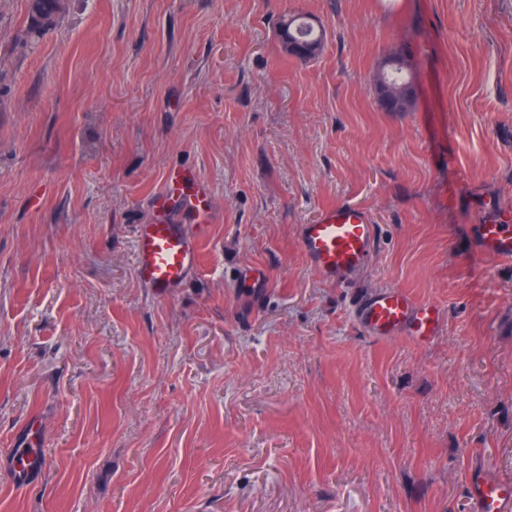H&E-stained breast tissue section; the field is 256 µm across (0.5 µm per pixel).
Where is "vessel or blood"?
I'll use <instances>...</instances> for the list:
<instances>
[{
  "mask_svg": "<svg viewBox=\"0 0 512 512\" xmlns=\"http://www.w3.org/2000/svg\"><path fill=\"white\" fill-rule=\"evenodd\" d=\"M157 218L138 228L137 274L159 296L168 295L198 268L199 240L176 224L179 215L207 225L211 202L208 187L184 169L171 170L155 198ZM479 231L485 251L500 259H512V225L489 222ZM376 241V226L361 207L345 204L322 209L312 223L301 225L299 244L316 272L343 281L367 266ZM362 323L378 337L408 329L419 338L437 327L439 310L431 303L414 301L400 289L370 296L361 306ZM40 439L27 426L22 450L12 457L14 473L30 477L36 472ZM474 512H512V478L477 476L471 481Z\"/></svg>",
  "mask_w": 512,
  "mask_h": 512,
  "instance_id": "vessel-or-blood-1",
  "label": "vessel or blood"
}]
</instances>
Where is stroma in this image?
Here are the masks:
<instances>
[{"instance_id":"obj_1","label":"stroma","mask_w":512,"mask_h":512,"mask_svg":"<svg viewBox=\"0 0 512 512\" xmlns=\"http://www.w3.org/2000/svg\"><path fill=\"white\" fill-rule=\"evenodd\" d=\"M29 3L0 0V512H473L470 475L512 476V262L476 232L512 216V0H64L34 48ZM175 168L215 213L161 298L137 227ZM342 203L376 246L339 283L298 228ZM390 288L436 336L363 327ZM286 35L288 42L304 49L302 52L294 50L288 51V54L300 59H310L317 56L322 48L324 41V32L316 28L309 22L308 18L299 15H285L279 23V36ZM313 46L315 52H306L305 50ZM407 55L401 51L391 53L384 59L376 77L377 98L385 111L392 112L385 104L384 99L391 90H399L411 84L407 70ZM36 420L32 424L27 425L25 440L21 448L23 451L18 450L12 457V469L14 473L26 479L34 475L37 471L36 464L39 456L40 439L38 436L39 428L35 429Z\"/></svg>"}]
</instances>
